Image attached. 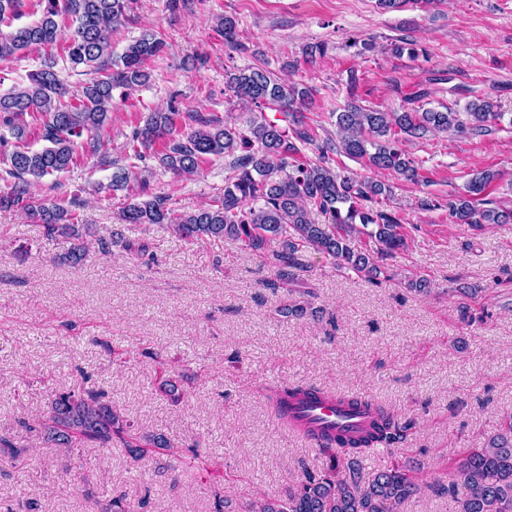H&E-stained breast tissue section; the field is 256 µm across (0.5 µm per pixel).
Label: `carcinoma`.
Here are the masks:
<instances>
[{
  "label": "carcinoma",
  "instance_id": "obj_1",
  "mask_svg": "<svg viewBox=\"0 0 512 512\" xmlns=\"http://www.w3.org/2000/svg\"><path fill=\"white\" fill-rule=\"evenodd\" d=\"M39 17L25 25L0 31V61L19 59L28 51L56 43L58 18L68 16L75 27L68 40L67 56L72 70L89 76L82 89L72 94L52 57L28 75V82L0 92V128L7 129L14 143L0 134V146H11L4 154L6 174L13 179L8 190H0V210H20L47 236L68 245L63 260L80 265L91 244L102 254L120 243L129 252L143 247L120 232L110 238L94 237L89 224L76 221L73 210L46 202L29 192V185L46 176L69 170L77 155L94 153L100 147L95 134L112 111L113 89L134 90L147 83V64L164 49L162 40L143 35L127 45L119 59L112 58V31L126 19L132 0H31ZM25 0H0V23L23 13ZM224 41L237 45V23L224 17L218 23ZM224 91L228 100L249 105L245 127L236 128L201 112H150L128 137L127 145L140 160L152 150L160 164L177 177L197 173L209 157H228L224 193L211 204L178 213L166 196L143 191L133 194L119 211L121 223L147 227L169 224L188 242L233 238L252 251L268 254L281 281L295 277L304 268L302 253L317 251L373 279L381 273L379 259L405 246L402 222L383 202L392 197V186L381 180L344 173L333 166L332 154H344L369 169L391 172L406 181H420L416 161L404 149L408 138L429 133L488 132L505 113L488 93L473 94L459 113L422 109L416 100L428 95L422 89L404 98L400 109L384 111L360 104L356 94L336 113L337 139L316 143L309 125L297 115L311 99L306 86L288 84L273 71L256 66L227 72ZM277 112L269 118L264 110ZM38 112L43 118L40 137L48 145L31 149L26 140L23 116ZM314 145L316 158L303 149ZM497 173L483 171L473 176L463 194L446 203L422 198L425 210L444 209L452 224L482 228L512 221V209L504 210L485 195ZM322 216L317 222L313 213ZM374 240L375 249L358 245L362 237ZM318 388L304 385H274L267 399L278 417L288 420V405ZM59 448L76 444L105 447L112 441L124 444L135 459L168 452L170 441L162 434L137 437L131 424L120 418L105 400V393L89 388L78 394H55L50 411L35 424H26ZM412 422L380 406L368 429L356 437H334L319 446L328 462L314 473H302L283 497L267 498L250 512H398L419 484L402 464L362 475L361 459L378 448H397L406 442ZM431 488L450 495L456 512H512V419L488 438L481 448H467L448 459L443 476ZM100 512H134L123 496L100 504Z\"/></svg>",
  "mask_w": 512,
  "mask_h": 512
}]
</instances>
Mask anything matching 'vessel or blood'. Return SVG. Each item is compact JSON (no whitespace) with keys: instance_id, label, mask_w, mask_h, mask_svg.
Listing matches in <instances>:
<instances>
[{"instance_id":"1","label":"vessel or blood","mask_w":512,"mask_h":512,"mask_svg":"<svg viewBox=\"0 0 512 512\" xmlns=\"http://www.w3.org/2000/svg\"><path fill=\"white\" fill-rule=\"evenodd\" d=\"M291 414L313 422L318 431L329 434L354 433L366 428L370 416L360 406L328 400L319 395H308L292 402Z\"/></svg>"}]
</instances>
